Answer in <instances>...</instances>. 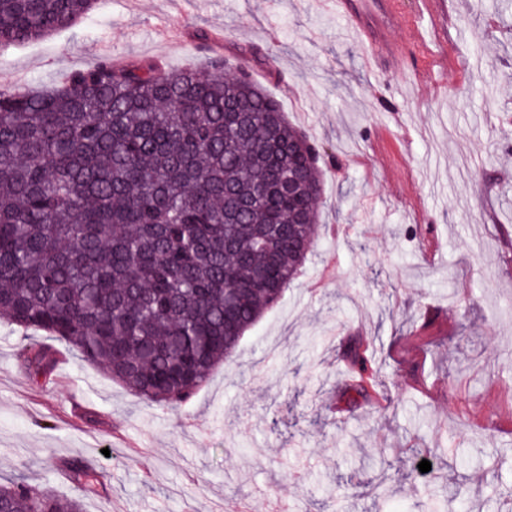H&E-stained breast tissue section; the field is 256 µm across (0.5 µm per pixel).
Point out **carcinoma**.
Listing matches in <instances>:
<instances>
[{"mask_svg": "<svg viewBox=\"0 0 512 512\" xmlns=\"http://www.w3.org/2000/svg\"><path fill=\"white\" fill-rule=\"evenodd\" d=\"M97 2L0 0V46L70 28ZM322 180L280 103L219 58L207 75L104 58L53 88L0 91V321L179 409L302 273ZM338 356L353 412L380 370L360 341ZM21 365L47 375L51 349ZM65 469L91 488L85 465ZM0 500L7 512H83L23 477L0 484Z\"/></svg>", "mask_w": 512, "mask_h": 512, "instance_id": "obj_1", "label": "carcinoma"}]
</instances>
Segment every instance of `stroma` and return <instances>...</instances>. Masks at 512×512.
I'll use <instances>...</instances> for the list:
<instances>
[{
	"label": "stroma",
	"instance_id": "stroma-1",
	"mask_svg": "<svg viewBox=\"0 0 512 512\" xmlns=\"http://www.w3.org/2000/svg\"><path fill=\"white\" fill-rule=\"evenodd\" d=\"M448 30L400 28L427 83L378 76L317 0H99L74 27L0 49V89L58 83L102 51L133 63L245 67L314 146L318 238L302 275L183 411L130 391L61 343L0 322V478L85 512H422L413 448L440 446L456 512H512V0H447ZM214 40L210 50L198 31ZM360 337L378 398L340 408L337 358ZM93 467L83 494L62 466ZM53 355L46 346H37L30 352L21 355V365L32 377L46 376L53 368Z\"/></svg>",
	"mask_w": 512,
	"mask_h": 512
}]
</instances>
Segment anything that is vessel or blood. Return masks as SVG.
Here are the masks:
<instances>
[{"label":"vessel or blood","mask_w":512,"mask_h":512,"mask_svg":"<svg viewBox=\"0 0 512 512\" xmlns=\"http://www.w3.org/2000/svg\"><path fill=\"white\" fill-rule=\"evenodd\" d=\"M325 8L348 19L364 48V62L379 74L410 73L421 81L430 74V64L423 43H401L391 38L396 27H416L423 18H435L437 0H419L420 7L409 11L403 0H376L372 9H365L360 0H322Z\"/></svg>","instance_id":"vessel-or-blood-1"}]
</instances>
